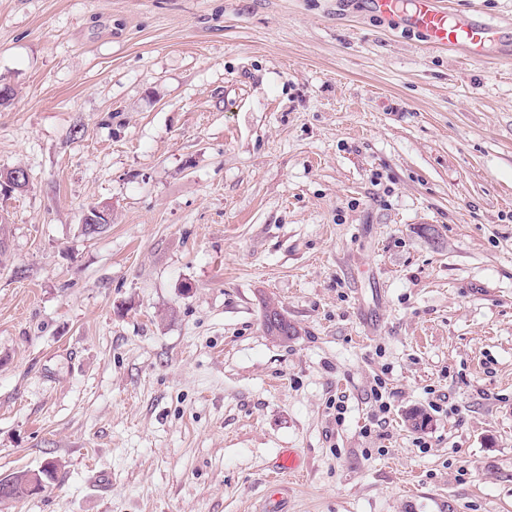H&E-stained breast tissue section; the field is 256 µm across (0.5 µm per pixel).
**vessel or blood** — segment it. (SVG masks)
Instances as JSON below:
<instances>
[{"mask_svg": "<svg viewBox=\"0 0 512 512\" xmlns=\"http://www.w3.org/2000/svg\"><path fill=\"white\" fill-rule=\"evenodd\" d=\"M412 18L429 47L458 48L471 58L484 56L496 38L494 24L461 18L441 8L438 0H414Z\"/></svg>", "mask_w": 512, "mask_h": 512, "instance_id": "obj_1", "label": "vessel or blood"}]
</instances>
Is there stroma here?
<instances>
[{
  "mask_svg": "<svg viewBox=\"0 0 512 512\" xmlns=\"http://www.w3.org/2000/svg\"><path fill=\"white\" fill-rule=\"evenodd\" d=\"M399 2L0 0V512H512V0ZM412 18L430 48H459L467 57H483L496 38V26L486 21L463 19L441 8L438 0H413ZM298 461L299 460H298L297 455L295 453L289 451L288 454L279 456L276 459V461L272 464V467H271L272 472H271V477L269 479V486L273 492L272 498H273V501H275V503H278L281 501V497L277 496V495H280L279 490L277 491L278 484H279L278 478L281 473L280 471L283 469H286V468H288L289 470L295 468L298 465ZM58 470V464L54 461L47 462L42 470H38L37 472H32L29 475V486H33L34 488L37 486V479L41 478L43 482L42 490L45 488L46 483L50 480L55 479V475ZM31 472V470H21L13 472L3 478H0L1 481H11L14 493L18 496V500L32 496L34 494H37L38 492L42 491L41 489L39 491H31L27 489L25 486L27 484V475ZM39 474V475H38ZM14 493L11 492L9 488L2 489V492L0 493V503H9L12 502L14 499Z\"/></svg>",
  "mask_w": 512,
  "mask_h": 512,
  "instance_id": "stroma-1",
  "label": "stroma"
}]
</instances>
